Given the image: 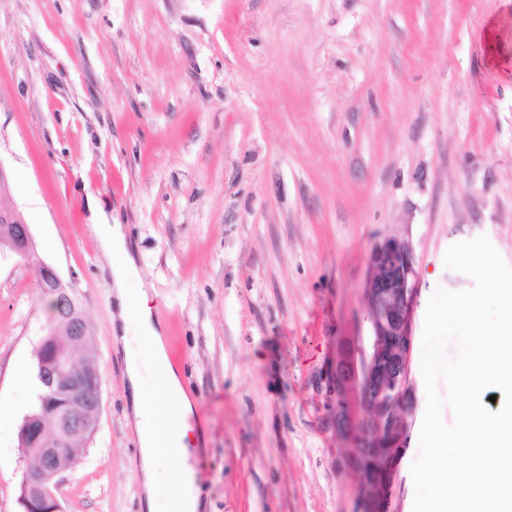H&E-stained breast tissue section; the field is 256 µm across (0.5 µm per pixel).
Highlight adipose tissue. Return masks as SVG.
Wrapping results in <instances>:
<instances>
[{
  "mask_svg": "<svg viewBox=\"0 0 512 512\" xmlns=\"http://www.w3.org/2000/svg\"><path fill=\"white\" fill-rule=\"evenodd\" d=\"M90 227L102 252L112 259L111 295L121 322V334L114 343L125 355L134 427L141 445L145 507L147 512H198L196 472L188 463L197 443L191 422L194 407L168 359L153 314V296L148 288L132 286L140 272L122 225L95 219ZM167 452L177 455L179 464L160 487L155 462Z\"/></svg>",
  "mask_w": 512,
  "mask_h": 512,
  "instance_id": "obj_1",
  "label": "adipose tissue"
}]
</instances>
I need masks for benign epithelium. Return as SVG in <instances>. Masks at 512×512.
<instances>
[{
    "mask_svg": "<svg viewBox=\"0 0 512 512\" xmlns=\"http://www.w3.org/2000/svg\"><path fill=\"white\" fill-rule=\"evenodd\" d=\"M34 264L42 293L54 304V325L35 350L44 393L40 408L19 430L22 452L37 464L26 468L20 485L23 512H62L55 494L61 475L76 464L74 440L88 441V420L101 413L100 370L88 361L75 373L73 348L91 352L90 324L74 292L57 270L41 260L29 225L13 207L0 210V250ZM418 273L414 249L404 234L376 244L370 254L366 287L369 344L336 367L330 393L336 427L353 460L368 459L370 472L358 471L359 498L372 506L388 496L389 475L406 448L408 427L402 410L410 397L412 314ZM56 427L47 440L46 425Z\"/></svg>",
    "mask_w": 512,
    "mask_h": 512,
    "instance_id": "7a95c632",
    "label": "benign epithelium"
}]
</instances>
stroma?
Wrapping results in <instances>:
<instances>
[{"label": "stroma", "instance_id": "1", "mask_svg": "<svg viewBox=\"0 0 512 512\" xmlns=\"http://www.w3.org/2000/svg\"><path fill=\"white\" fill-rule=\"evenodd\" d=\"M0 165L101 371L63 512H146L91 195L195 406L200 512H361L326 388L368 344L373 246L409 235L414 401L389 503L407 512L426 306L473 285L445 253L485 235L512 265V0H0ZM47 319L34 267L0 253V512H22Z\"/></svg>", "mask_w": 512, "mask_h": 512}]
</instances>
